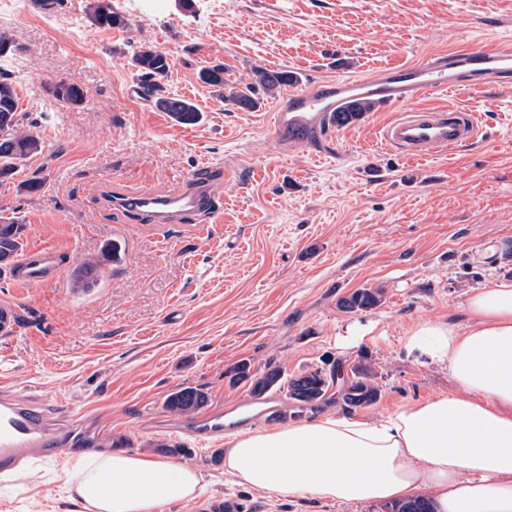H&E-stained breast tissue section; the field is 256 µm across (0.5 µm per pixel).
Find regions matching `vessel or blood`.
I'll return each instance as SVG.
<instances>
[{
  "label": "vessel or blood",
  "instance_id": "obj_1",
  "mask_svg": "<svg viewBox=\"0 0 512 512\" xmlns=\"http://www.w3.org/2000/svg\"><path fill=\"white\" fill-rule=\"evenodd\" d=\"M512 84V46L486 45L432 53L415 63L376 69L360 77L322 80L303 90H289L274 115L277 140L316 146L336 127V115L361 100L398 109L382 130L383 142L409 158L443 154L474 143L479 135L473 112L456 106L422 107L431 93L465 88L484 91ZM224 166L199 167L172 188H143L116 194L114 209L151 224H214L220 213ZM63 254L33 246L11 266L14 286L36 288L55 282L67 267ZM253 414L199 419L198 434L220 438L251 423ZM112 435L91 432L83 414L59 403L46 406L16 388L0 389V470L47 459L63 448L111 449Z\"/></svg>",
  "mask_w": 512,
  "mask_h": 512
}]
</instances>
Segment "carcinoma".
Segmentation results:
<instances>
[{"label":"carcinoma","mask_w":512,"mask_h":512,"mask_svg":"<svg viewBox=\"0 0 512 512\" xmlns=\"http://www.w3.org/2000/svg\"><path fill=\"white\" fill-rule=\"evenodd\" d=\"M91 20L101 26H121L124 21L114 12L109 0H97L92 6ZM132 66L136 70L141 83V89L151 99L154 107L167 113L171 119L186 126L200 122L202 112L189 99L175 96L167 92L164 81L168 77L171 63L167 55L150 46L144 47L132 57ZM198 79L216 88L220 98L227 104H232L240 110L255 111L260 108L263 98L259 93L274 95L281 89L293 86L301 81L298 73L290 70H271L257 67L250 81L232 82L224 77V66H204L197 72ZM57 99L77 105L84 99V91L77 85L61 81L55 85ZM374 109L369 102L358 103L336 116V123L346 126L353 123L367 112ZM19 98L9 78H0V179L11 176L17 167L25 160L42 151V142L30 131L20 128ZM22 224H0V264L10 263L23 249ZM381 290L378 288H363L339 300L340 307L346 310L356 309L367 311L380 304ZM350 393L343 396V403L348 408H366L376 403L379 388L371 368L361 362L352 364ZM229 385L235 387L248 386L250 392L260 397L267 392L284 391L293 396V389L303 388L305 402L310 408L325 401L329 387L328 379L319 372H310L301 378L286 374L281 367L268 365L262 374L251 372L250 364L240 361L225 372ZM208 400L207 392L198 387H184L167 396L165 407L175 413L189 414L203 407ZM389 512H433L430 499L415 497L408 500L396 501L387 506Z\"/></svg>","instance_id":"obj_1"}]
</instances>
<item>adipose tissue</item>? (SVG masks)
I'll return each mask as SVG.
<instances>
[{
  "label": "adipose tissue",
  "instance_id": "1",
  "mask_svg": "<svg viewBox=\"0 0 512 512\" xmlns=\"http://www.w3.org/2000/svg\"><path fill=\"white\" fill-rule=\"evenodd\" d=\"M465 324L420 323L408 350L447 365L458 392L410 401L376 421L324 415L230 436L224 471L275 498L388 502L427 494L435 512H512V282L473 290ZM200 473L140 453L76 461L86 512H157L199 500Z\"/></svg>",
  "mask_w": 512,
  "mask_h": 512
}]
</instances>
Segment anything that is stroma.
Masks as SVG:
<instances>
[{
    "label": "stroma",
    "mask_w": 512,
    "mask_h": 512,
    "mask_svg": "<svg viewBox=\"0 0 512 512\" xmlns=\"http://www.w3.org/2000/svg\"><path fill=\"white\" fill-rule=\"evenodd\" d=\"M30 15L26 0H0V31L15 49L0 73L20 98L22 127L41 153L0 184V217L24 225L25 244L70 255L59 281L20 289L0 271V302L16 304L19 327L0 339V386L42 403L72 406L112 427L127 451L155 454L182 444L203 477L208 508L224 512H383V503L309 495L278 500L235 486L223 440H200L195 415L166 410L185 386L208 394L204 413L248 396L225 371L247 361L288 374L349 369L376 373L368 420L399 405L457 391L447 366L408 352L401 338L427 321L464 322L474 289L512 281V87L448 91L423 106L456 105L482 130L471 146L407 158L385 145L379 109L332 132L323 154L281 145L272 114L234 111L198 69L223 63L229 80L254 68L285 69L305 83L359 76L432 52L512 43V0H110L122 26L94 24L92 0H55ZM152 45L173 65L168 92L202 111L173 122L137 94L134 53ZM79 85L71 106L53 82ZM224 165L222 220L142 224L113 211V194L174 186L206 163ZM41 177L38 192L24 188ZM120 244V260L107 251ZM94 263V287L73 271ZM378 288L377 307L347 313L341 297ZM363 331L355 345L345 339ZM66 453L0 478V512H84L70 500Z\"/></svg>",
    "instance_id": "35a3bbf8"
}]
</instances>
